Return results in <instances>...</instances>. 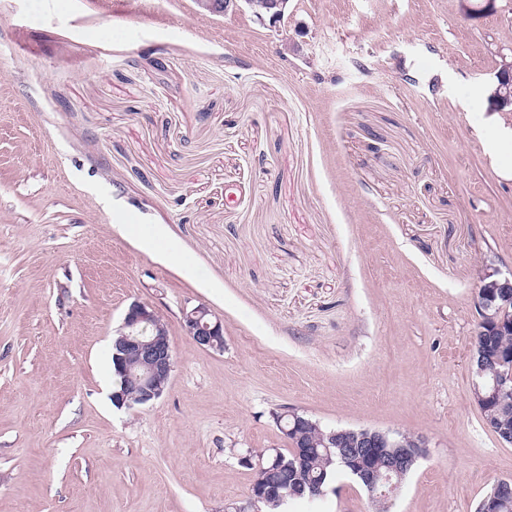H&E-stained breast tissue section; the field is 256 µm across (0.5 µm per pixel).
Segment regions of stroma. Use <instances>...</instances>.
I'll list each match as a JSON object with an SVG mask.
<instances>
[{
    "label": "stroma",
    "mask_w": 512,
    "mask_h": 512,
    "mask_svg": "<svg viewBox=\"0 0 512 512\" xmlns=\"http://www.w3.org/2000/svg\"><path fill=\"white\" fill-rule=\"evenodd\" d=\"M0 0V512H224L273 411L424 435L392 512H474L512 446L472 398L512 180L479 128L512 0ZM134 302L167 391L111 394ZM208 307L224 349L183 314ZM284 512H370L344 473ZM210 310L198 305L184 313L183 325L194 344L204 349L222 351L224 349V325L212 320Z\"/></svg>",
    "instance_id": "1"
}]
</instances>
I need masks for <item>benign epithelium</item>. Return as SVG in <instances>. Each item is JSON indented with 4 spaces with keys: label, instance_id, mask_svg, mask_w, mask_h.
<instances>
[{
    "label": "benign epithelium",
    "instance_id": "benign-epithelium-1",
    "mask_svg": "<svg viewBox=\"0 0 512 512\" xmlns=\"http://www.w3.org/2000/svg\"><path fill=\"white\" fill-rule=\"evenodd\" d=\"M492 98L498 106H512V63L502 65L496 76ZM503 305L512 303V273L503 276L498 271H487L480 278L476 293L475 309L481 313L477 329L485 335L505 333L512 326L503 321H489L488 311L496 301ZM184 329L194 344L204 349L224 350V325L212 320L210 310L198 305L184 313ZM512 360V350L500 348L493 352L490 361L479 360V376L489 370V362L502 363ZM174 368V355L168 331L157 312L149 306L132 303L118 334L112 341V370L117 389L112 391V403L118 408H132L160 398L167 390ZM506 382L493 375L491 392L483 394L475 388L472 397L478 406L507 407L503 401ZM276 426L289 440L298 461H303L312 449L337 448L360 461L357 469L360 482L369 499L375 503L392 500L398 494L404 475L426 457L427 439L422 435L392 433L375 428H341L327 432L319 423L304 417L296 408L286 407L272 414ZM241 462L258 475L275 470L281 463L279 449L266 455L247 450ZM288 501V493L281 490L279 482L268 480L263 484L252 481L247 500L228 504L224 512H259L260 503Z\"/></svg>",
    "mask_w": 512,
    "mask_h": 512
}]
</instances>
